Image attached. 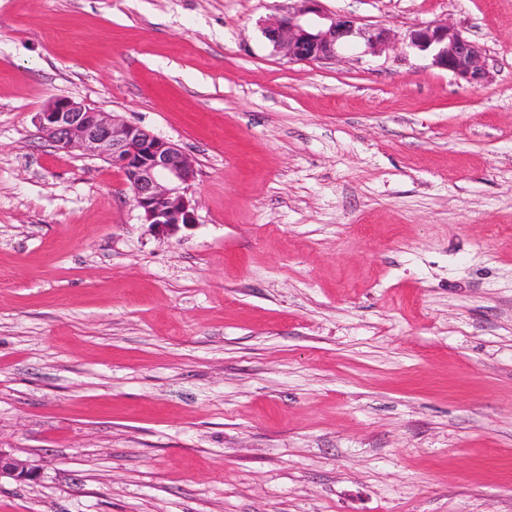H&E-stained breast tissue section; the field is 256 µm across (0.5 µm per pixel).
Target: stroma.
<instances>
[{
    "label": "stroma",
    "mask_w": 512,
    "mask_h": 512,
    "mask_svg": "<svg viewBox=\"0 0 512 512\" xmlns=\"http://www.w3.org/2000/svg\"><path fill=\"white\" fill-rule=\"evenodd\" d=\"M0 0V512H512V0ZM481 46L480 88L409 32ZM70 98L195 161V222L40 135ZM295 2L281 16L264 23L262 33L273 50L288 62L321 63L336 58L338 51L360 40L365 53L378 54L392 43L394 34L385 25L362 27L347 15L329 14L322 0ZM9 477L16 481L38 482L41 471L29 461L14 458L0 449V479Z\"/></svg>",
    "instance_id": "stroma-1"
}]
</instances>
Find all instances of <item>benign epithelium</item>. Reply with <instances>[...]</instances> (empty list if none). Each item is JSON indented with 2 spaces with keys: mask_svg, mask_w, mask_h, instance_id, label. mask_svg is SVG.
<instances>
[{
  "mask_svg": "<svg viewBox=\"0 0 512 512\" xmlns=\"http://www.w3.org/2000/svg\"><path fill=\"white\" fill-rule=\"evenodd\" d=\"M262 33L273 50L290 62L321 63L336 58L354 40L378 54L394 34L382 24L362 27L347 15L329 14L322 0H293L284 14L264 23ZM410 45L431 54L434 66L478 86L488 78L483 49L448 23L419 25L408 34ZM39 132L63 151L79 150L118 169L134 205L157 233L170 235L194 223L189 192L195 162L176 144L112 112L69 98H56L37 113ZM37 482L41 471L28 461L0 450V478Z\"/></svg>",
  "mask_w": 512,
  "mask_h": 512,
  "instance_id": "benign-epithelium-1",
  "label": "benign epithelium"
}]
</instances>
